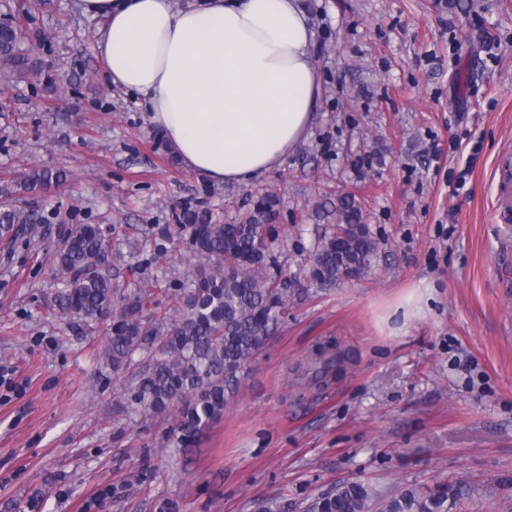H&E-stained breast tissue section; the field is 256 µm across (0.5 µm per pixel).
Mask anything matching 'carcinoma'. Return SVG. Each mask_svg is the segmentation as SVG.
I'll use <instances>...</instances> for the list:
<instances>
[{
	"mask_svg": "<svg viewBox=\"0 0 512 512\" xmlns=\"http://www.w3.org/2000/svg\"><path fill=\"white\" fill-rule=\"evenodd\" d=\"M22 30L0 31V67L24 65L18 54ZM67 180L65 171L33 168L0 180V241L17 243L20 231L48 218L17 208L20 197L46 196ZM271 202L260 201L237 224L213 221L205 209L185 206L168 236L178 243L189 235L196 262L185 282L165 299L142 288L133 300L112 285L111 252L93 224H74L56 251L63 277L58 308L69 325L91 329L106 320L101 362L117 373L136 352L146 360L129 392L130 414L163 416L170 422L164 447L187 451L218 421L237 397L248 367L274 331L293 316L301 296L334 287L373 270L379 242L345 197L336 207V224L311 251L308 288L293 280L269 252L267 240L279 235L269 223ZM153 311L146 314V306ZM336 353L320 348L297 372L300 380L324 381L336 370ZM462 494L444 481L431 486H396L382 493L368 483L346 481L302 506V512H448V501Z\"/></svg>",
	"mask_w": 512,
	"mask_h": 512,
	"instance_id": "carcinoma-1",
	"label": "carcinoma"
}]
</instances>
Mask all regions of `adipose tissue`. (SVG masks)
<instances>
[{
	"mask_svg": "<svg viewBox=\"0 0 512 512\" xmlns=\"http://www.w3.org/2000/svg\"><path fill=\"white\" fill-rule=\"evenodd\" d=\"M105 22L113 86L136 94L183 166L247 184L282 166L311 128L319 81L300 0H77Z\"/></svg>",
	"mask_w": 512,
	"mask_h": 512,
	"instance_id": "ef3b65f1",
	"label": "adipose tissue"
}]
</instances>
